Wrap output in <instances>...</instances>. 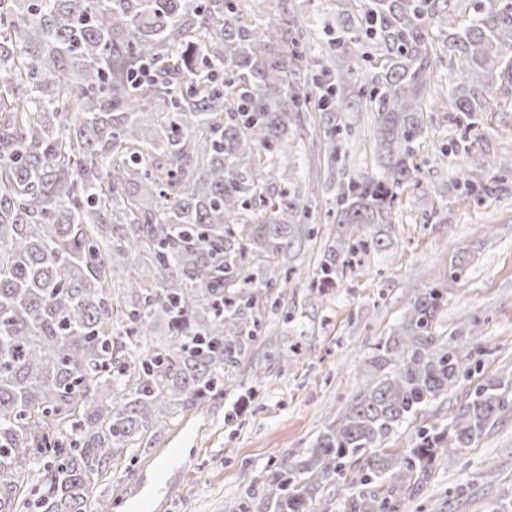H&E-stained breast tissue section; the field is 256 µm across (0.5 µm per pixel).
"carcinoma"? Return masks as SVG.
<instances>
[{
  "label": "carcinoma",
  "instance_id": "carcinoma-1",
  "mask_svg": "<svg viewBox=\"0 0 512 512\" xmlns=\"http://www.w3.org/2000/svg\"><path fill=\"white\" fill-rule=\"evenodd\" d=\"M362 2L327 53L335 74L238 0H0V512H85L124 451L224 395L259 299L288 294L281 260L310 219L300 182L276 178L309 104L333 162L345 92L368 85L383 172L341 182L322 287L383 247L355 228L390 223L425 113L451 101L474 122L512 84V0ZM353 28L379 50L367 73ZM440 51L444 96L432 94ZM442 298L417 297L376 346L370 383L237 512H330L346 478L380 487L352 512H401L436 458L462 454L512 405V376L488 379L446 428L387 451L461 372L457 345L433 331ZM147 337V351L132 347Z\"/></svg>",
  "mask_w": 512,
  "mask_h": 512
}]
</instances>
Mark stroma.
<instances>
[{
  "label": "stroma",
  "mask_w": 512,
  "mask_h": 512,
  "mask_svg": "<svg viewBox=\"0 0 512 512\" xmlns=\"http://www.w3.org/2000/svg\"><path fill=\"white\" fill-rule=\"evenodd\" d=\"M245 7L250 18L265 21L288 13L320 58L350 0H245ZM425 118L413 145L417 184L399 190L391 223L364 228L383 248L323 290L319 263L342 175L375 170L373 114L352 89L339 115L342 153L333 165L319 113L305 114L294 166L280 171L298 179L312 210L284 256L292 271L287 297L260 299V331L239 365L227 370L223 398L174 420L150 447L124 453L94 489L87 512L106 496L112 512H235L247 485L310 447L365 386L377 344L428 288L444 291L436 335L462 338L471 357L447 395L400 426L388 448L413 446L418 428H445L485 379L512 374V170L490 173L482 166L497 157L512 160V92H498L473 125L449 109ZM464 169L484 185L481 197L459 183ZM496 502H512L510 409L472 448L439 457L406 509L486 512Z\"/></svg>",
  "instance_id": "obj_1"
}]
</instances>
